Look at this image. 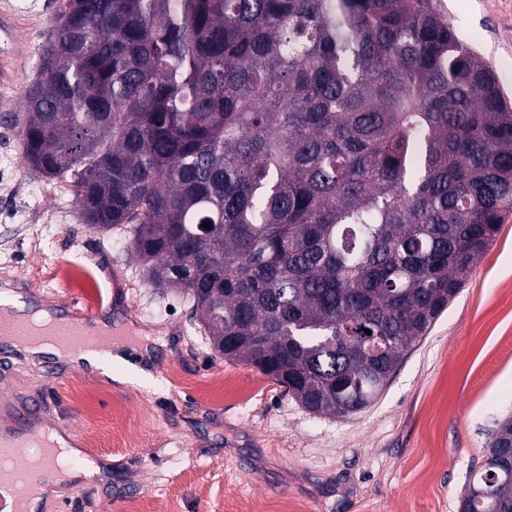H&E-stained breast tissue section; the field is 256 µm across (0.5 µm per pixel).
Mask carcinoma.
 Returning <instances> with one entry per match:
<instances>
[{"mask_svg": "<svg viewBox=\"0 0 512 512\" xmlns=\"http://www.w3.org/2000/svg\"><path fill=\"white\" fill-rule=\"evenodd\" d=\"M19 127L82 224L318 416L379 398L512 215V101L442 0H59ZM511 453L507 415L461 512H512Z\"/></svg>", "mask_w": 512, "mask_h": 512, "instance_id": "1", "label": "carcinoma"}]
</instances>
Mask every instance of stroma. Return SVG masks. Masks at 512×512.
I'll return each mask as SVG.
<instances>
[{
    "label": "stroma",
    "instance_id": "1",
    "mask_svg": "<svg viewBox=\"0 0 512 512\" xmlns=\"http://www.w3.org/2000/svg\"><path fill=\"white\" fill-rule=\"evenodd\" d=\"M53 2L0 0L32 46L0 86V283L60 311L78 296L117 314L124 351L157 344L146 375L126 383L115 382V363L105 375L18 352L0 366V399L34 398L103 473L65 480L40 512H136L170 496L176 512H458L491 429L512 413V217L372 406L313 415L257 368L219 357L189 304L152 286L125 238L81 224L72 196L25 164L15 126ZM443 4L512 98V0Z\"/></svg>",
    "mask_w": 512,
    "mask_h": 512
}]
</instances>
